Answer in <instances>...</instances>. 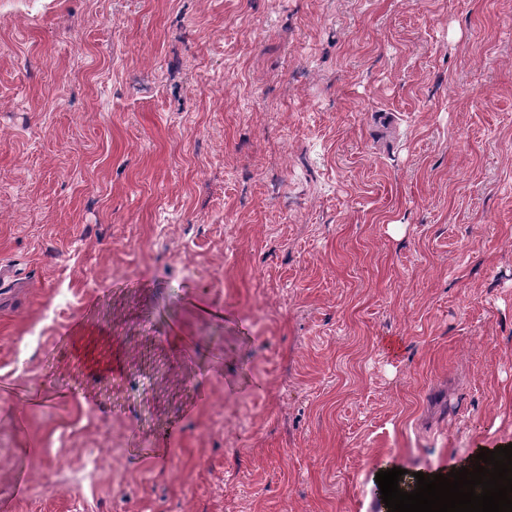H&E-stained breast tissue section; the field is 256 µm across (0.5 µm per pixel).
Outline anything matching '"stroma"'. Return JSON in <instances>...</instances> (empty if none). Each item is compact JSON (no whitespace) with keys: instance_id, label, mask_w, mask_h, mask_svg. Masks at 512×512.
<instances>
[{"instance_id":"1","label":"stroma","mask_w":512,"mask_h":512,"mask_svg":"<svg viewBox=\"0 0 512 512\" xmlns=\"http://www.w3.org/2000/svg\"><path fill=\"white\" fill-rule=\"evenodd\" d=\"M511 443L512 0H0L5 512H378ZM74 338L75 348L89 368L107 372H117L121 370L124 361L121 352H112V350H110L106 356H99L96 352L99 345L108 343L103 337V333L80 329L76 332Z\"/></svg>"}]
</instances>
